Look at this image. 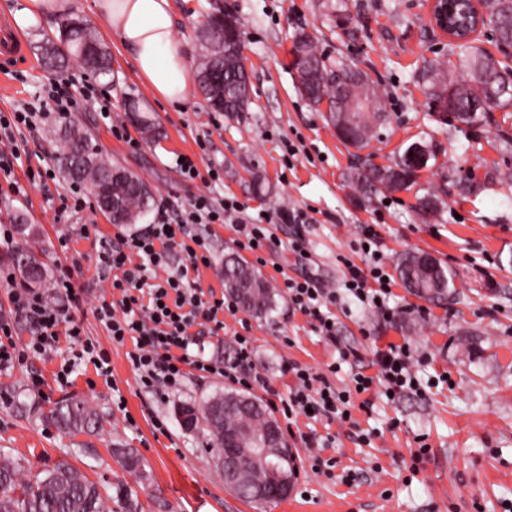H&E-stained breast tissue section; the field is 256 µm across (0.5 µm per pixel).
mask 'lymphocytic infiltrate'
Wrapping results in <instances>:
<instances>
[{
	"label": "lymphocytic infiltrate",
	"instance_id": "obj_1",
	"mask_svg": "<svg viewBox=\"0 0 512 512\" xmlns=\"http://www.w3.org/2000/svg\"><path fill=\"white\" fill-rule=\"evenodd\" d=\"M72 85L69 79L49 80L39 103L0 111V140L11 144L9 151H0V175L11 193L21 194L27 185L44 189L55 181V168L46 162L27 168L24 181L15 180L13 163L21 153L12 141L15 132L33 128L53 114L76 111ZM244 211L243 203L237 199L200 194L178 216H170L168 204H161L156 223L136 232H118L113 240L102 243L96 267L99 274L109 278L112 291L97 296L95 313L113 344L127 347V359L146 391L179 390L192 370L204 376L222 377L247 389L261 383L254 363L252 337L236 336L235 353L228 362L189 351L195 341L194 328L217 334L224 327L223 314L238 311L228 296L209 297L195 287L192 274L210 267L212 250L209 235L191 233V225H236L237 247L260 253L275 243L272 223L303 225L308 221L306 212L296 208L279 210L273 216L265 213L257 220L245 216ZM374 244V234L363 230L356 250L365 255L366 261L361 266L346 262L342 291H325L308 276L284 280L293 310L314 320L315 330L330 343L338 341L336 319L325 313L324 307L337 302L341 294L351 295L359 303L376 309L385 320L394 317L385 303L391 277ZM177 251L185 253L186 262L175 267L171 259ZM161 269L166 271V278L158 277ZM14 278L10 267L0 265V283L9 285L11 305L9 314L0 315V371L46 354L64 337L73 345L77 360L92 364L100 377L111 380L109 356L89 338L82 322L75 317L84 302L85 291L75 287L72 269L62 270L55 281L59 294L66 299L62 305L49 302L40 291L14 287ZM21 318L31 324L32 330L29 340L20 345L14 335ZM413 359L410 344H388L376 354L375 375L356 373L351 386L340 391L328 381V374L288 363L285 370L294 376L296 384L283 401L281 412L288 419L310 411L317 417L348 422L354 399L372 392L374 387L396 394L417 389L418 382L411 370Z\"/></svg>",
	"mask_w": 512,
	"mask_h": 512
}]
</instances>
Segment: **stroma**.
<instances>
[{"instance_id": "1", "label": "stroma", "mask_w": 512, "mask_h": 512, "mask_svg": "<svg viewBox=\"0 0 512 512\" xmlns=\"http://www.w3.org/2000/svg\"><path fill=\"white\" fill-rule=\"evenodd\" d=\"M92 0H74L77 16L91 20L112 55V74L90 77L98 97L112 103V118L126 122V106L137 100L161 130L143 137L128 127L138 148L115 139L93 107L72 113L79 126L113 164L135 172L150 188L155 202L170 198L185 203L202 193L201 181H183L176 158L223 164L221 195L237 198L250 216L283 207L301 208L313 221L303 227L273 225L278 244L265 253L262 274L278 290V309L268 320L244 313L225 316L220 334L201 337L204 356L232 358L236 332L248 329L254 340L257 370L267 388L252 394L269 401L271 393L287 397L294 383L284 371L293 361L319 372L338 360L336 346L318 336L302 313L292 312L284 277H299L301 266L290 250L295 232L311 242L314 268L323 287L339 288L342 258L362 262L352 245L364 228L377 233L386 270L393 274L401 253L425 251L454 275L455 288L446 301L419 299L395 278L389 304L402 315L387 322L371 310L337 303V335L356 355L342 364L330 381L342 389L353 374H375L377 349L387 343L410 342L418 363L413 368L425 391H406L387 399L373 394L368 408H354L356 427L326 425L298 417L285 439L297 454L299 477L290 495L259 509L225 489L224 475L213 462L214 446L207 428L184 430L180 406L223 393V378L188 376L180 390L164 396L145 393L123 347L113 345L95 316V299H86L78 313L88 336L109 352L112 385H105L93 366H79L69 388L57 386L54 375L69 355L67 343L41 358L0 373V460L15 462L24 478H32L60 459L104 487L127 484L143 512H512V178L490 181V171L512 174V150H502L500 137L512 135V109L498 110L483 126L440 134L425 89L418 80L426 69L447 66L448 42L427 26L429 0H346L348 22L337 26L328 0H173L176 34L188 45V64L201 52L198 31L217 5L229 7L245 38L251 78L248 112L237 117L214 111L198 90H190L178 108L153 96L135 72L130 56L105 25L94 20ZM315 41L326 61H343L366 72L383 91L388 119L376 129L366 149L374 163L390 164L404 149L433 134L441 149L435 166L420 172L413 186L365 199L353 189L349 174L357 159L344 147L334 128L301 96L290 65L289 50L297 31ZM25 61L0 81V110L31 100L48 77L40 47L59 35L58 20L22 29ZM299 153L288 163L287 143ZM262 191H255V184ZM446 188L441 217L424 222L416 198L424 190ZM24 213L36 239L16 235L0 245V264L30 250L52 272L72 262L78 285L95 290L98 282L94 240L76 234L80 224L97 225L103 238H113L118 225L109 223L96 202L69 218L57 220L55 206L36 188L17 197L0 190V223ZM213 259L200 268L202 289L224 288V255L235 250L234 225L212 227ZM68 245H61V238ZM43 376L42 392L29 387L31 374ZM124 403L116 405L113 392ZM87 400L103 426L93 433L65 434L41 421L42 412L66 397ZM166 432L155 431L153 418ZM330 433L332 447L316 452L306 447L313 434ZM130 448L139 456L142 475L126 472L114 456ZM334 459L338 469L355 472L352 484L314 474L310 455Z\"/></svg>"}]
</instances>
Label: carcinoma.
I'll return each instance as SVG.
<instances>
[{"label": "carcinoma", "mask_w": 512, "mask_h": 512, "mask_svg": "<svg viewBox=\"0 0 512 512\" xmlns=\"http://www.w3.org/2000/svg\"><path fill=\"white\" fill-rule=\"evenodd\" d=\"M497 34V41L512 47V5L503 2L490 20ZM305 54L316 62L313 76L318 94L308 101L317 106L322 98L330 105H340L358 120L355 133L341 140L358 150L369 146L372 140L373 120L383 112L382 95L369 77L352 81V68L335 62L326 63L310 36H305ZM450 54L457 57L450 70L429 71L425 82L430 99L448 94L464 125L476 126L485 114L495 109L512 107V74L500 66L486 51L473 42L450 44ZM78 60L92 73L107 77L112 74L111 57L89 24L79 18L67 16L60 22L59 41L47 40L41 46L43 64L62 69L70 58ZM218 71L223 81L216 86H199V90L215 110L239 115L249 110V76L242 65V56L233 45L224 43L213 48L205 47L197 63V75ZM375 103L377 112L370 114L365 106ZM128 119L140 117L145 122L143 131L158 135L154 120L142 111L137 102L128 104ZM60 142L59 160L65 178L73 183H83L94 197H109L115 202L112 223L125 224L130 219L142 218L152 200L145 182L137 175L124 171L125 178H109L121 171L90 145L89 137L76 126L64 125L58 130ZM394 165L380 167L373 163L354 168L350 181L365 198H372L385 190H396L401 183L387 175ZM439 201L432 192L418 199V211L424 221L433 220L438 212ZM22 284L29 288H45L51 279L49 269L33 254L18 251L13 256ZM396 270L408 291L424 300L439 303L447 300L448 289L453 286V277L430 254L407 252L397 261ZM224 292L233 298L246 314L267 319L278 308L277 292L259 273L245 261L232 253L224 259ZM238 395L234 390L213 396L202 404H193L197 415L208 426L218 451H223L221 434L227 432H249L255 438L263 437L271 421V412L254 396L251 404L243 409L233 401ZM59 429L74 432H89L102 426L99 415L86 400L67 398L56 402L44 415ZM120 464L129 473L143 478L140 459L131 451L120 453ZM296 467V456L284 454H258L238 461L237 484L229 488L247 502L270 504L268 497L255 498L249 489L257 482L269 480L272 472L292 473ZM140 512L139 503L122 486L115 487V495L105 496L96 483L88 480L67 460L62 459L52 467L26 481H19L14 463H0V512Z\"/></svg>", "instance_id": "cac0c4a2"}]
</instances>
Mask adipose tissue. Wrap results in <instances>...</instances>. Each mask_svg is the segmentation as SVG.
Masks as SVG:
<instances>
[{
    "label": "adipose tissue",
    "mask_w": 512,
    "mask_h": 512,
    "mask_svg": "<svg viewBox=\"0 0 512 512\" xmlns=\"http://www.w3.org/2000/svg\"><path fill=\"white\" fill-rule=\"evenodd\" d=\"M92 9L129 51L135 71L159 101L175 105L187 99V46L174 34L172 0H92Z\"/></svg>",
    "instance_id": "ef3b65f1"
}]
</instances>
